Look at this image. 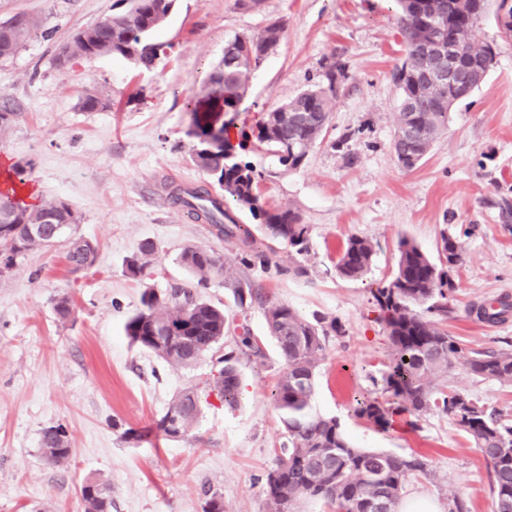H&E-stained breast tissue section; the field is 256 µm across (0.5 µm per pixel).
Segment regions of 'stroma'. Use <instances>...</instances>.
Masks as SVG:
<instances>
[{
  "label": "stroma",
  "mask_w": 512,
  "mask_h": 512,
  "mask_svg": "<svg viewBox=\"0 0 512 512\" xmlns=\"http://www.w3.org/2000/svg\"><path fill=\"white\" fill-rule=\"evenodd\" d=\"M124 0H0V21L24 12L40 29L11 60L0 63V98L17 122L0 139V170L30 163L27 186L42 200L62 199L80 216L78 236L93 241V266L75 271L65 246L36 249L0 276V512H84L81 486L98 478L112 485V512H202L206 496H224V512H266V475L282 442L274 386L282 369L267 340L260 304L241 309L233 292L198 284L180 262L185 246L237 252L207 223L189 219L169 196L182 181L207 175L192 161L198 123L253 127L268 112L312 88L332 60L346 66L332 126L303 166L285 170L261 145L242 157L265 174L261 193L289 207L311 227L310 252L276 249V265L236 266L242 287L272 294L305 318H335L343 336L326 342L314 411L336 417L360 447L423 456L430 477L408 479L404 495L432 498L441 512L457 496L462 512H495L494 475L466 435L447 417L416 419L385 389L390 345L377 320L371 289L388 281L400 238L437 257L441 233L453 234L463 261L453 273L447 329L467 346H512V314L486 323L474 302L512 297V35L496 10L480 22L497 65L484 84L456 107L447 131L415 169H402L390 143L398 91L392 71L402 37L393 0H262L254 9L236 0H175L153 34L162 49L151 69L112 57L55 63L57 47L78 29L125 10ZM286 23L274 52L253 70L238 111L225 112L221 91L206 83L225 42ZM100 92L106 108L84 111L83 89ZM196 103L190 112L187 102ZM377 246L361 281L336 276L333 260L350 236ZM156 246L145 274L130 276L129 259L143 242ZM309 273L294 275L297 264ZM186 287L264 337L263 353L240 358L236 408L225 407L209 384L211 357L176 369L130 343L127 319L146 290ZM68 295L72 314L54 309ZM451 386L501 410L512 420V386L456 371ZM196 389L201 413L189 436L166 440L152 427L172 398ZM389 409L387 428L359 419L357 401ZM64 425L73 455L68 466L44 461L42 430ZM140 439L124 438L125 430Z\"/></svg>",
  "instance_id": "1"
}]
</instances>
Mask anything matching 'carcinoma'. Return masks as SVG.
Returning a JSON list of instances; mask_svg holds the SVG:
<instances>
[{"instance_id": "obj_1", "label": "carcinoma", "mask_w": 512, "mask_h": 512, "mask_svg": "<svg viewBox=\"0 0 512 512\" xmlns=\"http://www.w3.org/2000/svg\"><path fill=\"white\" fill-rule=\"evenodd\" d=\"M396 24L403 36L404 57L392 73L399 96L397 125L391 143L399 165L411 170L429 153L448 129L450 113L468 100L448 101V87L425 76L427 60L423 43L440 36L452 38L464 57H484L496 63L494 47L478 38L479 22L488 11V0H395ZM174 0H130L127 10L76 31L60 45L57 65L65 69L76 58L112 56L149 69L160 45L150 37L165 22ZM40 28V22L25 14L19 23H0V62L13 58ZM285 34L281 21L267 25L252 36H236L224 45V57L209 81L223 85L224 111L236 112L245 98L251 72L273 52ZM347 78L345 66L333 62L319 83L299 93L266 114L251 133H242L234 145L225 137L226 127H200L199 143L192 149L193 163L217 184L224 194H212L206 185L185 187L171 195L197 221L214 227L224 241L238 239L244 250L231 256L211 248L189 245L181 262L202 285L224 280L233 285L240 308L258 301L266 326L275 341L283 370L276 383L274 402L280 413L284 441L274 466L266 476L267 512H292L294 504L309 498L344 512H373L374 504H396L403 484L412 476L429 474L428 464L418 455L398 456L357 448L336 419L312 411L317 390V372L326 341L343 334L336 319L309 321L286 302L261 296L234 284L227 271L248 266L257 258L271 263L274 249L266 246L251 252L250 234L235 218L232 208L246 209L263 225L271 242L286 243L298 255L308 254L310 225L290 208L266 206L259 193L263 172L240 158L237 149L254 138L273 149L281 165L299 168L310 150L326 136L337 103L339 83ZM82 109L104 108L102 96L85 90ZM18 113L10 104L0 105V138L6 136ZM30 164H17L0 187V276L13 268L17 258L38 248L67 245L66 258L75 270L94 264L96 245L76 237L78 218L62 199L26 204L17 197V187L28 179ZM394 276L372 291L378 320L388 336L391 354L384 376L386 390L407 411L420 418L427 414L448 417L466 435L495 476L496 512H512V422L471 394L448 386V378L461 369L485 381L512 385V349L469 348L448 334V292L454 288L451 272L463 262L457 238L441 234L439 263L413 242L402 239ZM156 253L154 244H143L128 263L133 277L140 276ZM376 245L369 239L350 237L337 253L336 275L359 280L371 269ZM142 308L128 318L125 332L132 344L154 353L173 367L191 368L211 354L220 364L211 391L233 407L241 385L239 354L258 355L260 341L245 323L237 330V350L221 352L230 323L223 309L194 297L186 288L159 296L144 293ZM512 304L501 298L498 306L479 304L477 315L489 322L500 320ZM200 414L197 392L187 388L176 394L155 430L167 439L186 437ZM358 417L380 427L387 425L386 410L378 402H361ZM42 457L60 466L69 462L73 450L61 424L43 429ZM84 512H112V486L89 480L81 489Z\"/></svg>"}]
</instances>
